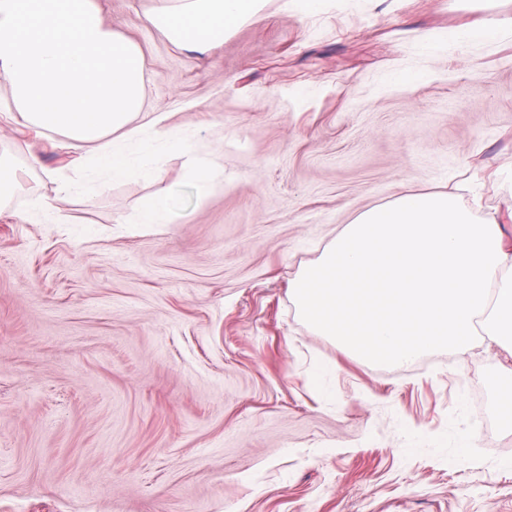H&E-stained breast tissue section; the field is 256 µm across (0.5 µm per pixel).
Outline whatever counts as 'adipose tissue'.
<instances>
[{
	"label": "adipose tissue",
	"mask_w": 512,
	"mask_h": 512,
	"mask_svg": "<svg viewBox=\"0 0 512 512\" xmlns=\"http://www.w3.org/2000/svg\"><path fill=\"white\" fill-rule=\"evenodd\" d=\"M263 0H155L140 27L202 53ZM141 47L104 25L96 0H0V84L15 124L34 139L56 133L82 165L122 181L150 174L152 144L134 119L144 83ZM136 144L141 156L128 153Z\"/></svg>",
	"instance_id": "1"
}]
</instances>
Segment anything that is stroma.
<instances>
[{"instance_id": "1", "label": "stroma", "mask_w": 512, "mask_h": 512, "mask_svg": "<svg viewBox=\"0 0 512 512\" xmlns=\"http://www.w3.org/2000/svg\"><path fill=\"white\" fill-rule=\"evenodd\" d=\"M145 58V110L188 131L153 179L26 178L0 216V512H512V352L364 361L290 297L359 213L453 192L512 234V0H266L206 54L99 0ZM486 22L492 40H452ZM414 74L398 84L399 73ZM217 168L198 200L190 164ZM172 193L177 217L133 225ZM54 182L56 183V187L54 189L55 195L53 198L39 197L28 203V211H31V216L37 218H51L59 211L58 204L67 201L71 197L75 189V184L63 180H55Z\"/></svg>"}]
</instances>
